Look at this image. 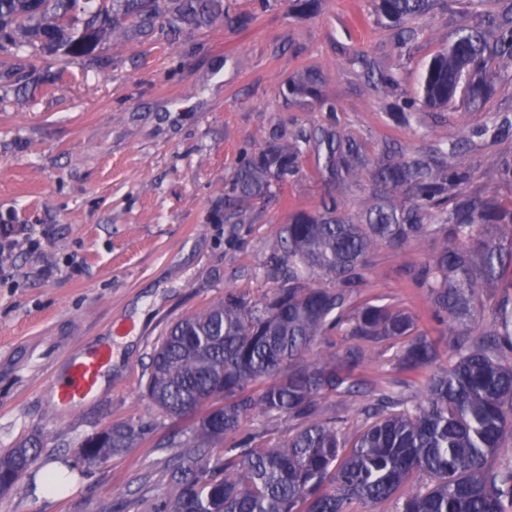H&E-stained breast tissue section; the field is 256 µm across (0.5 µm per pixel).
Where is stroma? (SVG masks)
<instances>
[{
  "mask_svg": "<svg viewBox=\"0 0 512 512\" xmlns=\"http://www.w3.org/2000/svg\"><path fill=\"white\" fill-rule=\"evenodd\" d=\"M231 2L252 16L246 30L185 23L171 34L174 2L161 0L153 33L119 44L107 36L91 61L47 56L0 82V225L24 224L45 238L41 250L16 254L0 281V448L36 435L44 441L39 466H72L67 492H33L24 479L0 495V512H156L170 459L193 439L196 419L170 417L144 396L154 345L170 324L226 293L255 299L272 288L263 271L268 240L293 212L315 210L327 190L306 154L284 199L255 207L253 223L224 221V185L241 154L263 147L273 128L289 138L327 118L318 101H285L288 79L321 69L341 128L371 157L386 141L409 154L455 142L492 113L512 112L505 57L494 62L502 84L477 105L424 108L406 123L390 115L457 38L468 0H439L419 20L422 35L401 49L380 0ZM381 70L397 73L396 89H372ZM478 144L457 163L473 171L475 188L512 199V189L488 178L512 156V134L489 133ZM429 249L422 241L380 250L361 298L411 313L444 367L452 338L406 274ZM92 342L112 343V363L95 395L61 407L41 375H65L69 357ZM361 348L357 376L368 387L414 394L398 344ZM121 422L145 427L135 448L94 466L79 461L86 437Z\"/></svg>",
  "mask_w": 512,
  "mask_h": 512,
  "instance_id": "obj_1",
  "label": "stroma"
}]
</instances>
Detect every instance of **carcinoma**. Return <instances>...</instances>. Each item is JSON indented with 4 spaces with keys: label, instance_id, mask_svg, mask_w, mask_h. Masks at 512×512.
<instances>
[{
    "label": "carcinoma",
    "instance_id": "obj_1",
    "mask_svg": "<svg viewBox=\"0 0 512 512\" xmlns=\"http://www.w3.org/2000/svg\"><path fill=\"white\" fill-rule=\"evenodd\" d=\"M173 22L197 28L245 29L251 17L224 0H177ZM471 5L474 24L461 29L448 50L427 64L421 97H405L394 117L407 120L419 105L444 108L459 95L475 102L491 90L492 63L512 58V7L499 14ZM430 0H381L380 10L400 26L401 42L422 28L405 26L424 15ZM160 0H0V71L18 69L19 54L32 49L74 59L91 55L99 38L113 41L152 30ZM495 30L493 42L482 27ZM319 69L286 83L289 98H320ZM327 123L293 144L274 133L264 148L245 154L224 188V222L243 224L256 199L277 197L298 169L301 149L314 154L317 173L338 190L362 175L377 198L367 212L349 215L330 195L314 212H295L268 243L267 278L276 287L251 301L229 292L224 301L179 319L164 333L146 368V394L172 416H197L195 440L172 457L161 512H348L354 500L395 499V512H508L512 464L490 459L512 431V297L505 295L490 323L474 337L463 328L477 300L512 268V205L470 188L471 170L454 162L473 139L448 149L407 155L389 146L368 159L357 141L342 136L337 107L323 102ZM506 134L512 120L499 113L473 132ZM500 186L512 187V160L493 166ZM429 240L431 252L412 268L429 315L458 333L448 368L435 370L437 352L414 337L415 320L401 310L357 298L374 273L373 255ZM346 332L364 341L399 340L397 361L419 376L415 397L381 391L367 407L370 424L351 437L323 417L321 401L361 392L354 373L363 352L332 350L331 336ZM327 345L309 355L316 341ZM288 416L301 422L277 441L241 432L248 419ZM140 427L119 423L95 445L97 464L129 451ZM43 450L39 441L0 448V494L11 491ZM431 483L405 496L398 490L415 473Z\"/></svg>",
    "mask_w": 512,
    "mask_h": 512
}]
</instances>
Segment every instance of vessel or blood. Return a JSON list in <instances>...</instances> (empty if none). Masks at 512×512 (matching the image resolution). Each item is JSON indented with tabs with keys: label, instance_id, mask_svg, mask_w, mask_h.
Segmentation results:
<instances>
[{
	"label": "vessel or blood",
	"instance_id": "1",
	"mask_svg": "<svg viewBox=\"0 0 512 512\" xmlns=\"http://www.w3.org/2000/svg\"><path fill=\"white\" fill-rule=\"evenodd\" d=\"M110 360L109 349L96 347L71 358L65 378L53 376L49 379L59 404L75 406L96 394Z\"/></svg>",
	"mask_w": 512,
	"mask_h": 512
}]
</instances>
